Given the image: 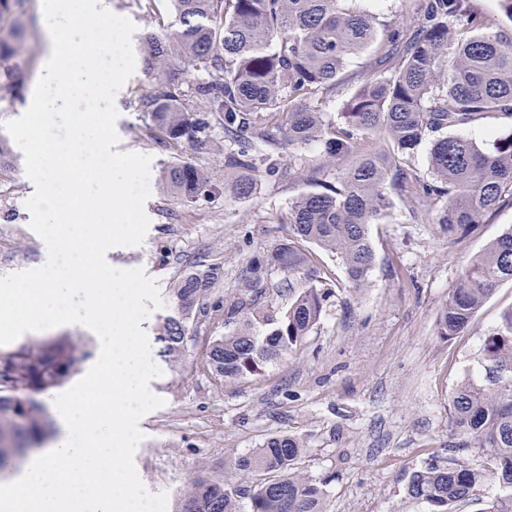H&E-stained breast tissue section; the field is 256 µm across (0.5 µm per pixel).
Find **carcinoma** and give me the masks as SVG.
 <instances>
[{
    "label": "carcinoma",
    "mask_w": 512,
    "mask_h": 512,
    "mask_svg": "<svg viewBox=\"0 0 512 512\" xmlns=\"http://www.w3.org/2000/svg\"><path fill=\"white\" fill-rule=\"evenodd\" d=\"M172 21L144 36L150 89L139 98L148 138L177 147L201 143L224 129L231 176L222 181L179 158L162 170L161 190L187 203L217 191L251 197L260 178L307 172L308 190L288 206V234L246 268L249 293L220 308L208 297L223 276L219 265L184 274L173 291L178 316L164 320L163 356L186 354L189 322L224 310V334L204 342L201 368L221 383L255 376L295 353L320 321L325 292L317 286L313 244L336 254L355 290L375 265L369 234L385 223L396 199L414 217L436 220L448 239L473 233L499 209L512 207V134L481 147L457 130L493 115L512 122V32L493 29L474 0H417V23L379 34L375 13L357 0H170ZM17 30L0 35V77L11 84ZM378 43L375 64L353 77L339 106L340 122L325 119L315 100L333 98L352 55ZM203 108H196V104ZM430 176L405 167L400 156L422 141ZM318 147L327 161L346 156L336 182L318 181L298 154L282 166L281 149ZM276 273L286 308L261 310V284ZM512 281V228L489 242L461 270L437 320V336L466 331L503 282ZM489 380L459 385L449 412L465 447L489 454L502 493L485 512H512V308L485 340ZM87 355L70 336L38 351L21 346L0 357V465L44 428L36 395L61 385ZM24 414L20 424L16 416ZM304 439L266 438L238 458L233 470L252 479L241 486L222 476L193 479L180 512H325L324 482L301 472ZM481 475L462 466L430 464L411 476L406 493L430 512H453Z\"/></svg>",
    "instance_id": "cac0c4a2"
}]
</instances>
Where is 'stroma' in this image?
Returning <instances> with one entry per match:
<instances>
[{
  "label": "stroma",
  "instance_id": "obj_1",
  "mask_svg": "<svg viewBox=\"0 0 512 512\" xmlns=\"http://www.w3.org/2000/svg\"><path fill=\"white\" fill-rule=\"evenodd\" d=\"M16 12L23 25L15 73L20 88L0 87V136L24 108L47 50L40 0H22ZM149 85L145 63L137 61L115 101L118 151L151 156L155 175L176 155L227 173L221 127H213L203 144L175 152L146 137L138 98ZM304 188L298 178L269 176L249 199L228 201L219 194L191 204L155 187L145 204L149 228L142 244L109 253L111 266L140 268L155 279L164 302L141 324L160 369L149 388L165 401L139 423L143 438L134 463L143 485L176 505L197 475L225 473L265 438L287 431L308 442L299 469L325 480L327 512H429L425 503L407 498L406 487L415 471L431 463L480 471L482 481L454 512H484L502 491L497 465L482 451L461 447L448 407L462 382H485L483 343L512 308V282L495 290L466 333L444 341L436 323L462 267L512 225L511 207L452 244L438 225L416 221L404 203L395 202L385 223L370 228L376 262L358 292L339 257L317 251L319 286L327 294L321 319L296 355L260 375L220 384L201 370L202 350L194 343L181 361L161 356L156 337L161 320L176 313L170 293L175 281L192 264L217 263L224 276L212 300L237 298L249 262L287 234L282 218ZM30 196L24 162L12 154L0 177V276L43 256L45 243L29 226Z\"/></svg>",
  "mask_w": 512,
  "mask_h": 512
}]
</instances>
